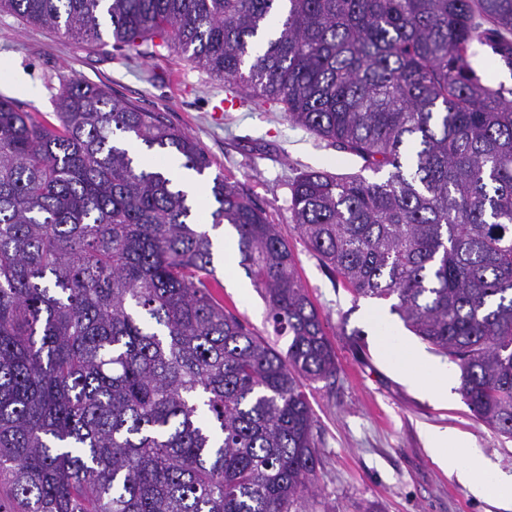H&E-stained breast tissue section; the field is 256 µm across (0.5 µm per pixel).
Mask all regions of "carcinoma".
<instances>
[{"label":"carcinoma","instance_id":"cac0c4a2","mask_svg":"<svg viewBox=\"0 0 512 512\" xmlns=\"http://www.w3.org/2000/svg\"><path fill=\"white\" fill-rule=\"evenodd\" d=\"M26 22L154 42L384 177L312 170L292 222L356 298L461 371L460 394L512 438V0H0ZM46 126L0 96V512H316L304 382L336 377L324 319L277 225L217 175L281 351L224 306L187 191L120 139L201 175L199 142L71 78ZM488 62L492 63L491 68H486ZM471 65L489 84L498 86L502 83L508 88L512 87V68L506 66L498 56L493 55L489 48L485 47L481 56L473 59Z\"/></svg>","mask_w":512,"mask_h":512}]
</instances>
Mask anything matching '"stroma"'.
Instances as JSON below:
<instances>
[{
  "label": "stroma",
  "instance_id": "obj_1",
  "mask_svg": "<svg viewBox=\"0 0 512 512\" xmlns=\"http://www.w3.org/2000/svg\"><path fill=\"white\" fill-rule=\"evenodd\" d=\"M73 77L108 87L112 95L146 111L164 113L210 158L204 186H211L218 173L239 184L288 239L301 282L327 321L338 362L335 378L306 389L316 419L320 464L315 494L323 512H368L373 505L380 512H505L448 476L425 451L422 430H458L509 472L512 440L479 421L459 391L437 402L403 377L383 352L384 329L433 363L445 366L449 359L408 330L389 302L356 300L336 285L291 227L289 185L298 175L309 170L352 174L359 172L360 161L288 124L281 107H261L246 96L226 102L222 80L175 52L164 50L153 57L119 50L108 32L100 42L80 43L0 11L1 95L52 123L60 86ZM214 266L225 305L278 349H286V338H275L265 302L244 268L225 269L219 250ZM356 329L363 333L359 354L346 343L347 334Z\"/></svg>",
  "mask_w": 512,
  "mask_h": 512
}]
</instances>
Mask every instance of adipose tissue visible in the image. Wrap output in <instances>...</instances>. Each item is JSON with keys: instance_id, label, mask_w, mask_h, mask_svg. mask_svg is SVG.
<instances>
[{"instance_id": "1", "label": "adipose tissue", "mask_w": 512, "mask_h": 512, "mask_svg": "<svg viewBox=\"0 0 512 512\" xmlns=\"http://www.w3.org/2000/svg\"><path fill=\"white\" fill-rule=\"evenodd\" d=\"M383 349L396 356L399 370L412 384L434 399H447L450 393L447 370L432 365L409 348L387 343ZM423 436L428 454L474 497L512 503V474L494 467L463 434L453 429L428 428Z\"/></svg>"}]
</instances>
